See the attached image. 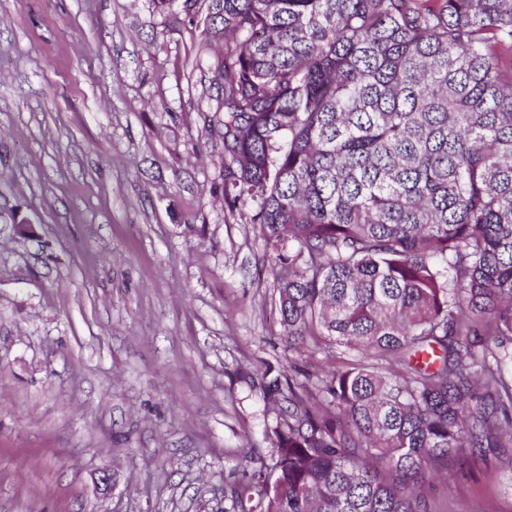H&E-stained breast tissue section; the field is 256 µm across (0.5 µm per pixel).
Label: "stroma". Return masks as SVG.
<instances>
[{"label": "stroma", "mask_w": 512, "mask_h": 512, "mask_svg": "<svg viewBox=\"0 0 512 512\" xmlns=\"http://www.w3.org/2000/svg\"><path fill=\"white\" fill-rule=\"evenodd\" d=\"M210 9L0 0V512H233L270 376L343 364L224 211ZM431 469L434 512H512V454Z\"/></svg>", "instance_id": "stroma-1"}]
</instances>
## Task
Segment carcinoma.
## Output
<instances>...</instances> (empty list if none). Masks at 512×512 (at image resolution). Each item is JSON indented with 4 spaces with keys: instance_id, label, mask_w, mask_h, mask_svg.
<instances>
[{
    "instance_id": "obj_1",
    "label": "carcinoma",
    "mask_w": 512,
    "mask_h": 512,
    "mask_svg": "<svg viewBox=\"0 0 512 512\" xmlns=\"http://www.w3.org/2000/svg\"><path fill=\"white\" fill-rule=\"evenodd\" d=\"M224 209L288 347L241 512H433L431 461L512 447V0H213Z\"/></svg>"
}]
</instances>
